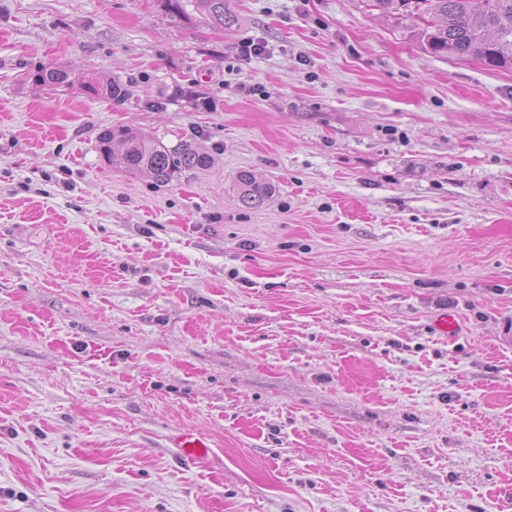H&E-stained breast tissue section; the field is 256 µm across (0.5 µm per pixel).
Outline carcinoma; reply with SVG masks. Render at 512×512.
Returning a JSON list of instances; mask_svg holds the SVG:
<instances>
[{"instance_id":"1","label":"carcinoma","mask_w":512,"mask_h":512,"mask_svg":"<svg viewBox=\"0 0 512 512\" xmlns=\"http://www.w3.org/2000/svg\"><path fill=\"white\" fill-rule=\"evenodd\" d=\"M197 9L222 27L235 23L228 0H195ZM365 7L379 11L396 24H405L410 37L430 54L466 60L478 57L492 69H512V0H364ZM70 71L59 66L36 75L43 85L69 83ZM84 90L91 96L106 95L122 100L129 89L119 81L105 85L88 80ZM102 154L109 165L130 175L151 174L160 183L169 181L179 169L204 168L208 153L192 142L171 150L147 141L131 128L105 133ZM241 201L257 206L272 194V187L257 182L244 171L238 175Z\"/></svg>"}]
</instances>
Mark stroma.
<instances>
[{"label":"stroma","mask_w":512,"mask_h":512,"mask_svg":"<svg viewBox=\"0 0 512 512\" xmlns=\"http://www.w3.org/2000/svg\"><path fill=\"white\" fill-rule=\"evenodd\" d=\"M184 2L0 0V512H502L512 70L362 0ZM122 125L211 163L112 169ZM197 9L208 16L211 21L224 28L235 23V16L229 9L228 0H195ZM84 90L90 96L106 95L112 100H122L129 95V89L121 82L112 80L106 85L88 80L83 82ZM237 182L241 201L248 206H257L272 194L270 185L257 182L249 172H241ZM174 444L183 457L195 463L208 458L209 445L204 437L192 429H184L174 437Z\"/></svg>","instance_id":"35a3bbf8"}]
</instances>
